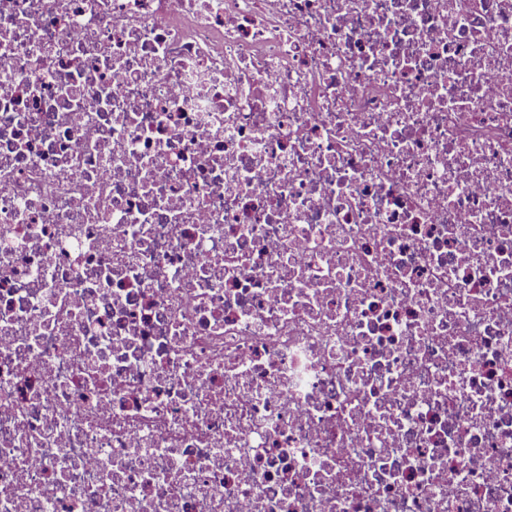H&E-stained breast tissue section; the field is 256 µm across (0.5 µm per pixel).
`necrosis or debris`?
<instances>
[{
    "instance_id": "4bbe7bcc",
    "label": "necrosis or debris",
    "mask_w": 512,
    "mask_h": 512,
    "mask_svg": "<svg viewBox=\"0 0 512 512\" xmlns=\"http://www.w3.org/2000/svg\"><path fill=\"white\" fill-rule=\"evenodd\" d=\"M0 512H512V0H0Z\"/></svg>"
}]
</instances>
